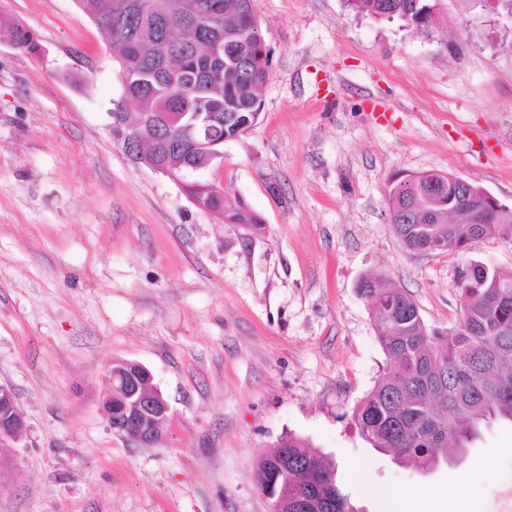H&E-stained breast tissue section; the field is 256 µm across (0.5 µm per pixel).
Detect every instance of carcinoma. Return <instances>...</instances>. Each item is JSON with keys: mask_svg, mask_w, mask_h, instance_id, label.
<instances>
[{"mask_svg": "<svg viewBox=\"0 0 512 512\" xmlns=\"http://www.w3.org/2000/svg\"><path fill=\"white\" fill-rule=\"evenodd\" d=\"M116 0H77L79 9L109 38V51L128 76L149 72L151 82H129L122 88L138 104L144 123L136 129V153L171 170L190 159L171 147L174 130H153L151 121L171 112H195L206 107L224 114L211 135L231 137L256 124L269 74L256 17H247L245 0H210L218 5L222 24L215 30L195 23L200 0H131L134 6L120 20L112 15ZM358 14L400 19L416 28L426 26L433 12L427 0H347ZM224 36V80L208 78V44ZM7 39L29 54L38 53L31 30L0 20V40ZM197 171L184 184L195 201H206L226 224L258 219L239 204L214 196ZM389 221L410 250L424 240L410 233L418 224L433 237L448 241V252L466 249L472 239L488 238L512 244V209L484 216L481 224H450L448 213L431 212L411 191L392 184L388 194ZM368 306L387 362L371 391L353 410V420L373 448L391 451L402 464L430 470L461 452L478 436L480 426L498 417L512 421V271L488 265L470 270L461 286L464 297L457 326L446 334L426 327L415 313V302L380 275L366 276ZM280 465L262 455L256 472L272 470L259 488L266 496L282 483L311 501L308 512H355L337 479L336 463L305 440L288 434L276 444Z\"/></svg>", "mask_w": 512, "mask_h": 512, "instance_id": "obj_1", "label": "carcinoma"}]
</instances>
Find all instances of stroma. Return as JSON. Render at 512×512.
<instances>
[{
    "label": "stroma",
    "instance_id": "1",
    "mask_svg": "<svg viewBox=\"0 0 512 512\" xmlns=\"http://www.w3.org/2000/svg\"><path fill=\"white\" fill-rule=\"evenodd\" d=\"M270 70L259 119L207 171L260 231L216 221L136 162L106 38L74 0H0L40 56L0 41V385L27 424L0 450V512H271L255 462L292 433L330 455L362 512L423 492L426 512H495L512 422L420 472L360 435L352 412L386 365L359 291L379 274L428 328L460 317L461 273L512 271V246L419 254L388 219L393 178H465L512 208V14L439 0L433 23L346 0H253ZM117 360L170 406L149 446L100 412ZM460 495H444L449 479Z\"/></svg>",
    "mask_w": 512,
    "mask_h": 512
}]
</instances>
